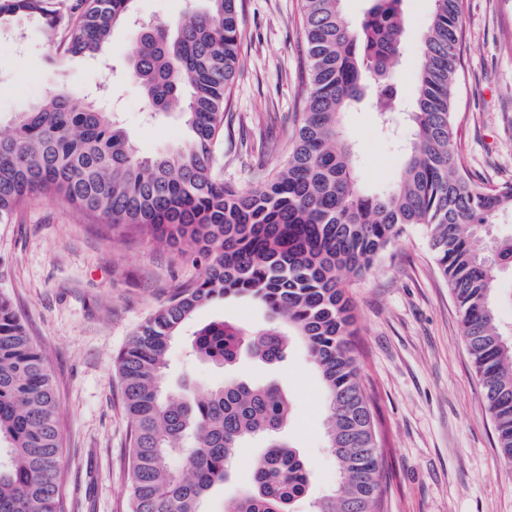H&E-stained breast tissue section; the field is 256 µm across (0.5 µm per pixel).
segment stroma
<instances>
[{"label":"stroma","mask_w":512,"mask_h":512,"mask_svg":"<svg viewBox=\"0 0 512 512\" xmlns=\"http://www.w3.org/2000/svg\"><path fill=\"white\" fill-rule=\"evenodd\" d=\"M198 0H135L138 17L175 22ZM432 0H403L405 48L393 64L405 92L418 80L415 49ZM300 0H246V25L232 103L224 115V179L246 189L288 153L307 91ZM130 28L106 47L110 67L60 60L40 24L18 18L0 32V121L64 86L107 90L139 155L175 147L186 130L176 115L150 118L126 69ZM456 147L476 183L512 180V0H464L456 86ZM355 143L365 188L388 187L402 171L400 143L409 130H381L358 104L342 117ZM199 268L180 248L130 229H112L59 200L37 198L13 223L0 224V292L7 293L42 345L60 408L66 512H127L130 424L117 359L134 330ZM356 357L374 398L387 475L384 512H512V466L496 448L493 424L461 333L458 309L427 248L421 227L407 231L347 288ZM226 319L267 326L263 308L246 299L200 308L171 344L166 386L175 397L238 377L275 382L292 414L284 436L311 465L310 498L331 492L336 460L324 436L327 399L304 347L291 342L268 367L243 360L226 369L192 359L197 327Z\"/></svg>","instance_id":"35a3bbf8"}]
</instances>
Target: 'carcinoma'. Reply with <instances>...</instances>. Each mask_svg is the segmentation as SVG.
I'll use <instances>...</instances> for the list:
<instances>
[{"mask_svg": "<svg viewBox=\"0 0 512 512\" xmlns=\"http://www.w3.org/2000/svg\"><path fill=\"white\" fill-rule=\"evenodd\" d=\"M134 0H0V26L21 16L46 28L69 60L104 59ZM175 26L134 28L129 71L149 109L179 111L187 134L175 148L140 156L127 131L89 95L51 91L0 128V224L31 200L52 197L107 226L128 227L195 257L201 276L178 286L120 353L118 373L131 424L128 512H200L201 499L239 462L251 490L227 512H292L310 468L278 437L290 405L276 385L231 379L204 396L169 398L161 385L171 342L202 306L248 298L270 325L246 331L228 321L194 333L196 357L234 366L242 353L281 361L296 336L329 404L327 447L338 481L312 512H382L385 486L371 397L363 384L345 284L413 226L459 309L462 336L493 420L496 448L512 464V338L495 304L498 275L512 268V234L474 245L495 224L512 222V180L476 184L455 148L454 86L463 0H433L418 47L412 100L392 75L404 50L402 0H371L352 29L342 0H301L309 92L283 164L248 190L224 182V114L239 61L245 0H200ZM369 99L379 125L408 117L398 181L366 190L357 148L342 116ZM263 437L258 455L248 443ZM0 512H64L59 404L48 361L12 299L0 294ZM185 455L184 470L171 458Z\"/></svg>", "mask_w": 512, "mask_h": 512, "instance_id": "1", "label": "carcinoma"}]
</instances>
